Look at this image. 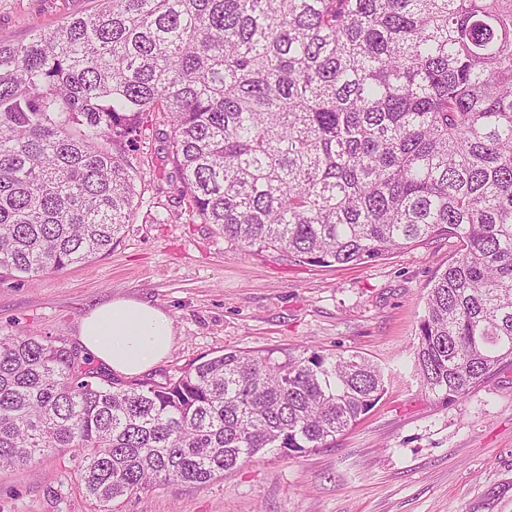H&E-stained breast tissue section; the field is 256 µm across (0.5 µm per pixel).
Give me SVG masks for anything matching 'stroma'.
Wrapping results in <instances>:
<instances>
[{"label":"stroma","mask_w":512,"mask_h":512,"mask_svg":"<svg viewBox=\"0 0 512 512\" xmlns=\"http://www.w3.org/2000/svg\"><path fill=\"white\" fill-rule=\"evenodd\" d=\"M87 0H0V41L51 28ZM164 117L137 152V209L109 255L34 278L0 273V336L79 343L82 318L116 297L150 302L173 323L170 354L143 373L161 383L200 358L237 349L277 360L359 354L385 393L357 425L320 448L256 455L204 484L165 483L116 512H512V365L446 405L413 370L424 298L456 254L428 238L358 266H318L276 250H242L190 221L166 157ZM0 512H93L70 455L0 471Z\"/></svg>","instance_id":"obj_1"}]
</instances>
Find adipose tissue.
Instances as JSON below:
<instances>
[{
	"instance_id": "1",
	"label": "adipose tissue",
	"mask_w": 512,
	"mask_h": 512,
	"mask_svg": "<svg viewBox=\"0 0 512 512\" xmlns=\"http://www.w3.org/2000/svg\"><path fill=\"white\" fill-rule=\"evenodd\" d=\"M82 346L112 372L142 374L170 352L173 328L161 309L131 298H115L86 315Z\"/></svg>"
}]
</instances>
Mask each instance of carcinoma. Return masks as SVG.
I'll list each match as a JSON object with an SVG mask.
<instances>
[{
	"instance_id": "1",
	"label": "carcinoma",
	"mask_w": 512,
	"mask_h": 512,
	"mask_svg": "<svg viewBox=\"0 0 512 512\" xmlns=\"http://www.w3.org/2000/svg\"><path fill=\"white\" fill-rule=\"evenodd\" d=\"M155 113L189 217L246 251L362 265L457 238L419 321L426 393L463 401L512 361V0H94L0 42V270L112 251ZM383 392L358 354L226 349L123 388L76 347L0 336V470L67 448L112 512L319 448Z\"/></svg>"
}]
</instances>
